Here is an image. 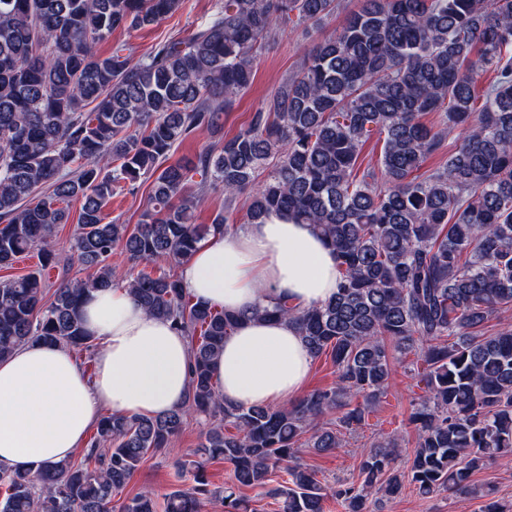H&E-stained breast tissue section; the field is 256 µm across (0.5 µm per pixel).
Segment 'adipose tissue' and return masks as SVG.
I'll return each mask as SVG.
<instances>
[{"mask_svg":"<svg viewBox=\"0 0 512 512\" xmlns=\"http://www.w3.org/2000/svg\"><path fill=\"white\" fill-rule=\"evenodd\" d=\"M180 276L195 301L240 316L215 363L225 403L283 404L302 390L313 361L302 338L253 312L272 298L309 308L335 294L336 255L314 225L275 219L210 234ZM83 317L98 341L94 378L58 344H27L0 360V467L70 458L102 410L157 416L185 403L189 347L169 321L124 288L92 292Z\"/></svg>","mask_w":512,"mask_h":512,"instance_id":"adipose-tissue-1","label":"adipose tissue"}]
</instances>
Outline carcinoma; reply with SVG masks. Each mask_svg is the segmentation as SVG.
<instances>
[{
	"mask_svg": "<svg viewBox=\"0 0 512 512\" xmlns=\"http://www.w3.org/2000/svg\"><path fill=\"white\" fill-rule=\"evenodd\" d=\"M180 0H0V268L34 249L41 269L0 280V359L43 341L90 354L86 297L113 286L121 249L135 272L125 288L188 339V405L159 416L108 413L84 458L35 470L0 468V512H247L236 489L258 488L281 512H373L378 494L410 485L432 497L485 499L482 512H512V499L474 475L512 455V325L489 323L512 308V0H361L315 42L300 72L220 147L166 163L191 134L224 127V113L252 83L262 43L280 26L324 23L339 0H224L208 26L158 43L137 61L123 43ZM491 81L475 107L478 79ZM442 113L433 129L421 121ZM383 136L379 166L361 167L365 142ZM452 138L448 161L423 177L425 159ZM277 159L249 196L247 222L272 217L313 224L336 251L339 282L326 302L297 310L280 300L256 314L289 321L313 358L326 355L336 383L282 408L224 404L213 360L240 318L204 306L181 287V266L205 237L229 233V217L194 222L207 186L231 204ZM198 190L189 191L194 176ZM153 179L139 224L104 222L116 189ZM80 203L73 256L56 229ZM77 259L83 278L43 302L42 270ZM166 263L171 269L155 273ZM413 356L428 394L413 404L416 441L408 470L400 443L362 449L358 481L328 487L301 450L342 447L387 394L395 356ZM213 426L189 462L191 483L162 495L122 496L143 460L166 449L189 416ZM336 414L326 427L314 425ZM231 466L234 483L212 485L206 462ZM285 465L287 479L268 487Z\"/></svg>",
	"mask_w": 512,
	"mask_h": 512,
	"instance_id": "1",
	"label": "carcinoma"
}]
</instances>
